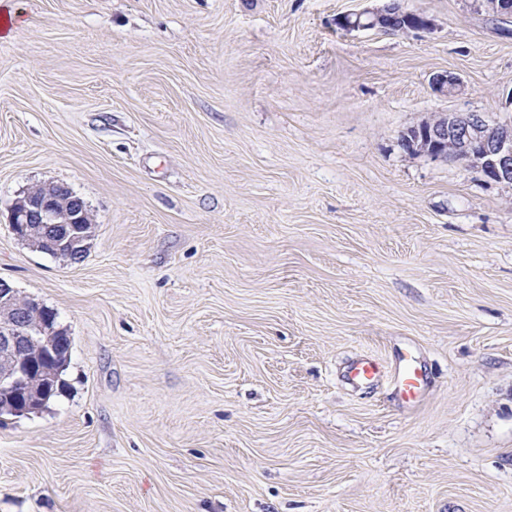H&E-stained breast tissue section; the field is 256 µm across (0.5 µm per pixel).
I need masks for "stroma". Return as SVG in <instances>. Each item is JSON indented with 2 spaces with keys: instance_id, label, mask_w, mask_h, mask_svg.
<instances>
[{
  "instance_id": "35a3bbf8",
  "label": "stroma",
  "mask_w": 512,
  "mask_h": 512,
  "mask_svg": "<svg viewBox=\"0 0 512 512\" xmlns=\"http://www.w3.org/2000/svg\"><path fill=\"white\" fill-rule=\"evenodd\" d=\"M385 3L7 0L0 278L72 346L0 415V512H512V186L398 144L512 125V30L472 0L336 24ZM47 183L87 204L81 262L10 230ZM393 12V13H391ZM400 19L398 25L393 19ZM404 20V23H403ZM337 24L344 30H379L395 33L406 29H429L433 23L427 17L407 11L399 0H391L379 9H365L339 17ZM381 375V365L373 359L354 363L348 371L349 379L355 384L373 383ZM399 391L404 399L411 401L416 399L425 384V373L422 369L409 365L403 366L397 377Z\"/></svg>"
}]
</instances>
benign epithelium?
Segmentation results:
<instances>
[{
    "instance_id": "benign-epithelium-1",
    "label": "benign epithelium",
    "mask_w": 512,
    "mask_h": 512,
    "mask_svg": "<svg viewBox=\"0 0 512 512\" xmlns=\"http://www.w3.org/2000/svg\"><path fill=\"white\" fill-rule=\"evenodd\" d=\"M479 9L493 20L512 19V0H479ZM338 25L348 31L379 30L395 33L429 29L432 21L406 10L400 0L379 9L345 14ZM435 90L452 95L460 88L453 74L433 78ZM410 154L465 164L484 178L512 183V126L491 124L479 112L440 113L408 128L400 139ZM9 226L21 240L49 246L67 256H79L92 236V220L84 200L64 184L39 186L12 206ZM61 334L55 316L38 300L21 298L0 279V397L15 414H25L45 404L52 392L44 382L54 378L49 367L52 339Z\"/></svg>"
}]
</instances>
